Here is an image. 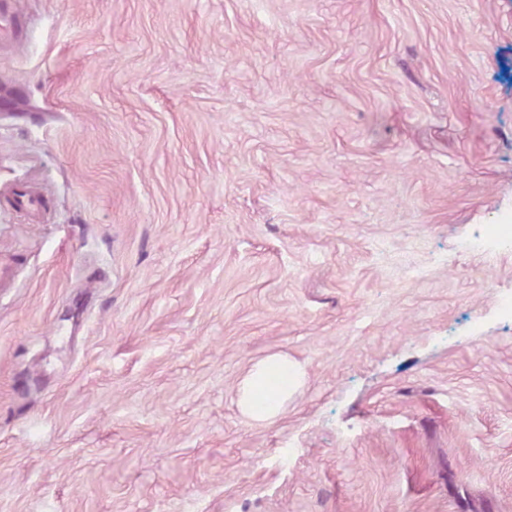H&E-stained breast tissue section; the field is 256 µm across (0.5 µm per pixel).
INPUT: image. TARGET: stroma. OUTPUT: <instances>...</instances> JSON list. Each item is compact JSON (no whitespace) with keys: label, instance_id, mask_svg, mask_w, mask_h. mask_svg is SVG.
<instances>
[{"label":"stroma","instance_id":"obj_1","mask_svg":"<svg viewBox=\"0 0 512 512\" xmlns=\"http://www.w3.org/2000/svg\"><path fill=\"white\" fill-rule=\"evenodd\" d=\"M14 8L0 512H512V0ZM288 369H294V367L288 363L287 359L260 363L242 385L240 398L242 410L259 420L276 415L286 400L288 389L283 388L276 394L270 392L269 387L273 381L280 379L282 374L288 375Z\"/></svg>","mask_w":512,"mask_h":512}]
</instances>
